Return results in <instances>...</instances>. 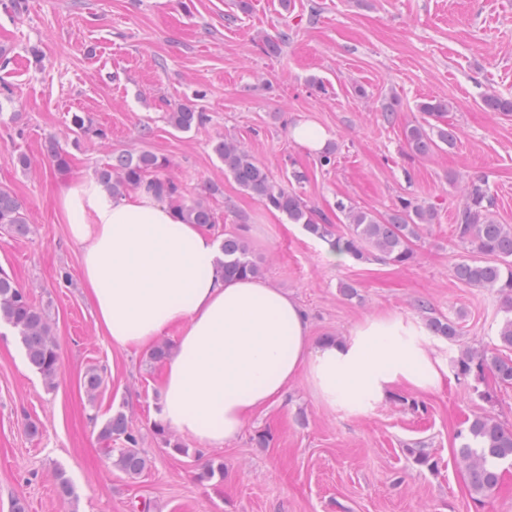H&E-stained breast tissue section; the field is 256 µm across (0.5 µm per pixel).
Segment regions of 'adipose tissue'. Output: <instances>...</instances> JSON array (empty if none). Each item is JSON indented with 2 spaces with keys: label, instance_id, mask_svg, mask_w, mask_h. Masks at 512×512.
Instances as JSON below:
<instances>
[{
  "label": "adipose tissue",
  "instance_id": "1",
  "mask_svg": "<svg viewBox=\"0 0 512 512\" xmlns=\"http://www.w3.org/2000/svg\"><path fill=\"white\" fill-rule=\"evenodd\" d=\"M56 206L81 246L96 325L113 345L140 350L174 335L159 418L175 433L232 443L300 378L322 404L350 415L370 412L398 385L428 392L442 380L421 330L399 317H370L346 338L313 343L293 296L257 279H225L219 238L176 219L147 188L116 200L84 178Z\"/></svg>",
  "mask_w": 512,
  "mask_h": 512
}]
</instances>
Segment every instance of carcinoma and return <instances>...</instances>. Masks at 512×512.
Listing matches in <instances>:
<instances>
[{
	"instance_id": "obj_1",
	"label": "carcinoma",
	"mask_w": 512,
	"mask_h": 512,
	"mask_svg": "<svg viewBox=\"0 0 512 512\" xmlns=\"http://www.w3.org/2000/svg\"><path fill=\"white\" fill-rule=\"evenodd\" d=\"M482 104L490 112L504 116L512 114V98L490 92L482 98ZM424 114V122L409 124L405 128L407 148L419 156L433 153L440 145L450 146L454 134L446 127L438 126L442 114L448 111V101L430 99L418 105ZM205 113L190 106H182L169 113L171 125L183 132L205 123ZM76 138L100 136L85 116L74 113L70 119ZM217 156L224 161V170L235 182L254 195L267 209L280 212L288 220L300 224L304 230L332 246L364 261L374 253L397 266H405L416 259L415 243L420 240L425 225L434 223L433 209L426 208L414 198L402 197L395 208L382 214L349 202H338L337 209L344 215L347 232L337 235L330 219L310 206L296 191L273 178L239 141L220 139L214 146ZM169 160L153 151L141 149L120 153L112 162L96 173L99 184L121 198L132 190L147 187L154 196L175 211L186 224L217 223V216L205 198H191L186 189L165 174ZM462 208L456 216V234L459 240L471 247L476 257L463 259L455 274L461 282L479 288H491L501 295L508 317L503 321L498 339L500 346L512 350V225L501 224L493 216V202L485 184L473 180L462 189ZM0 230L12 237H24L30 233V224L24 204L7 188H0ZM221 249L224 254V277L259 278L263 269L253 258L245 239L235 233H224ZM0 322L16 330L29 363L42 375L46 385L53 388L58 378V345L46 310L37 306L29 294L18 286L12 276L0 270ZM427 327L435 335L448 340L458 336L456 323L439 317L427 318ZM457 376L474 381L473 393L482 401L489 402V391L479 389L486 372H491L502 385H512V356L503 357L487 349L466 348L455 360ZM154 432L171 453L188 454V449L169 434L160 422L153 424ZM100 440L107 451H115L112 466L126 476L135 479L147 466L139 440L128 425L125 415L117 412L110 416L99 430ZM456 438L460 440L458 458L468 477V490L474 500L492 495L500 486L504 464L512 465V429L485 414H475L465 421ZM122 447L112 449V442Z\"/></svg>"
}]
</instances>
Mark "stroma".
Returning <instances> with one entry per match:
<instances>
[{"label":"stroma","mask_w":512,"mask_h":512,"mask_svg":"<svg viewBox=\"0 0 512 512\" xmlns=\"http://www.w3.org/2000/svg\"><path fill=\"white\" fill-rule=\"evenodd\" d=\"M284 30L280 54H265L263 40ZM489 91L512 97V0H0V187L24 203L31 225L24 237L0 233V268L47 310L59 344L50 390L14 330L0 327V512L18 503L25 512H134L142 503L148 512H512V470L474 502L455 438L477 413L512 428V385L486 376L487 403L454 372L461 349L497 345L504 317L496 291L455 276L468 256L455 232L464 184L484 180L494 216L512 225V116L483 107ZM432 98L448 100L441 124L455 142L421 157L407 150L404 128L422 121L418 105ZM183 105L202 109L206 123L174 130L166 115ZM75 113L106 139L72 147ZM301 120L327 129L333 165L291 139ZM226 136L325 213L335 233L346 229L340 201L380 213L402 197L430 206L437 218L415 245L416 261L329 263L323 240L225 173L213 145ZM52 138L70 150L68 170L48 156ZM140 147L166 156L188 194L206 196L221 217L216 235L244 236L264 282L298 300L315 341L349 336L372 316L424 331L427 316L454 321L455 340L422 338L446 370L441 385L398 387L351 416L315 400L300 379L234 443L188 437V455L169 453L153 432L162 366L149 351H119L98 330L81 249L56 211L63 186ZM344 282L356 297L342 294ZM423 301L430 314L419 311ZM92 368L103 372L93 401L83 385ZM118 411L147 458L134 480L113 468L98 437L99 421ZM262 432L269 447L257 443ZM412 447L432 466L416 464ZM212 461L223 462V477L201 479ZM58 469L76 501L59 495Z\"/></svg>","instance_id":"stroma-1"}]
</instances>
